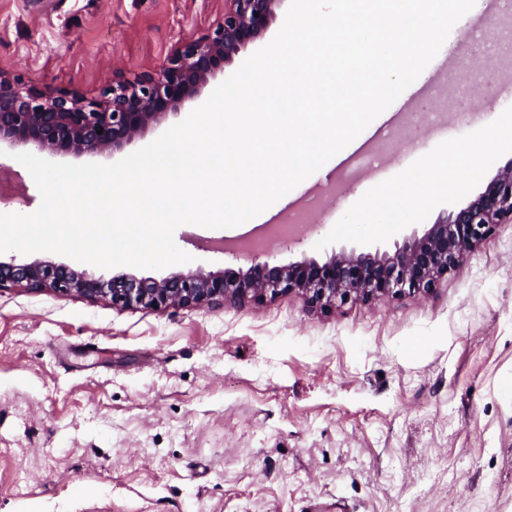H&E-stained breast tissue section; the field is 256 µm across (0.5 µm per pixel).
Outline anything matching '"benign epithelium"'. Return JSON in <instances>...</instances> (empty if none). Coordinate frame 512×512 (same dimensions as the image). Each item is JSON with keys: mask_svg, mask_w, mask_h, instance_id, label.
<instances>
[{"mask_svg": "<svg viewBox=\"0 0 512 512\" xmlns=\"http://www.w3.org/2000/svg\"><path fill=\"white\" fill-rule=\"evenodd\" d=\"M284 0H224L221 20L187 39L157 69L112 76L98 94L27 85L0 72V147L35 148L80 158L113 155L177 117L209 81L263 37ZM102 133H97V130ZM512 223V162L474 199L438 217L392 252L341 250L325 261L281 264L256 258L246 270H180L161 279L125 274L109 280L34 259L0 261V288L20 287L104 300L122 308H209L302 295L321 310L429 289L462 264L499 224Z\"/></svg>", "mask_w": 512, "mask_h": 512, "instance_id": "7a95c632", "label": "benign epithelium"}]
</instances>
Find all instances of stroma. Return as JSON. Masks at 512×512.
I'll return each instance as SVG.
<instances>
[{
    "label": "stroma",
    "mask_w": 512,
    "mask_h": 512,
    "mask_svg": "<svg viewBox=\"0 0 512 512\" xmlns=\"http://www.w3.org/2000/svg\"><path fill=\"white\" fill-rule=\"evenodd\" d=\"M224 0H0V71L89 96L114 71L157 67L220 21ZM450 37L425 69L432 107L482 62L489 88L450 119L399 126L386 170L351 176L286 263L347 247L393 249L482 192L512 162V57ZM473 163L449 174L452 144ZM417 187L408 192V171ZM236 228L183 225L208 269ZM0 512H512V223L434 287L329 311L299 295L210 308L112 306L0 289Z\"/></svg>",
    "instance_id": "stroma-1"
}]
</instances>
